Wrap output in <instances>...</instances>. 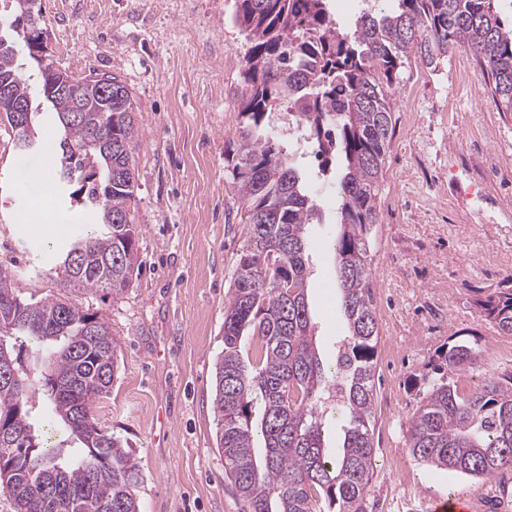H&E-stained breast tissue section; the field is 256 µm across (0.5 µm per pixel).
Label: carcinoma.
<instances>
[{
	"label": "carcinoma",
	"instance_id": "obj_1",
	"mask_svg": "<svg viewBox=\"0 0 512 512\" xmlns=\"http://www.w3.org/2000/svg\"><path fill=\"white\" fill-rule=\"evenodd\" d=\"M328 0H235L245 55L240 120L230 161L232 187L244 204L246 244L224 301V350L215 364L212 409L224 474L247 512H366L373 477L374 358L378 323L367 233L378 220L380 178L396 120L390 99L403 60L436 65L465 46L498 108L512 112V29L498 0H393L365 14L352 31L338 26ZM61 74L70 95L51 102L59 119L58 198L87 211L92 233L59 255L67 279L88 291L120 295L138 262L134 224V100L112 73ZM16 98L31 95L15 56L0 47V80ZM112 83V98L99 92ZM85 119L65 125L78 104ZM286 106L303 123L315 154L340 162L334 181L340 229L334 239L343 336L336 356L319 353L308 305L309 230L317 204L295 163L266 126ZM112 137V155L94 146ZM76 182L67 189L71 171ZM112 181V193L98 187ZM499 333L512 335V292L482 304ZM0 487L16 512H141V461L124 440L100 427L95 403L117 369L107 320L77 304L45 297L26 302L11 271L0 267ZM33 348L23 365L17 339ZM458 343L450 369L475 365ZM344 421L336 451L327 445V412ZM68 437L56 440L57 427ZM414 459L472 478L512 468V376L490 377L464 396L447 382L423 392L408 431Z\"/></svg>",
	"mask_w": 512,
	"mask_h": 512
}]
</instances>
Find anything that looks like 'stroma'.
<instances>
[{
  "label": "stroma",
  "instance_id": "1",
  "mask_svg": "<svg viewBox=\"0 0 512 512\" xmlns=\"http://www.w3.org/2000/svg\"><path fill=\"white\" fill-rule=\"evenodd\" d=\"M234 3L40 0L55 65L117 74L136 105L139 266L123 295L69 284L58 266L53 247L84 232L82 209L56 201L40 223L30 221L44 192L39 175L57 161L52 109L41 108L32 151L17 149L0 124V266L13 270L23 299H67L106 317L118 371L96 414L141 460V512H245L224 477L212 411L224 299L247 232L227 169L249 48ZM391 100L396 127L368 233L379 336L367 512H396L406 500L427 512L451 494L474 499L479 512H512V470L454 475L407 447L429 384L444 378L466 394L486 377L512 374V336L479 306L512 289V189H487L468 153L476 140L512 165V112L498 111L460 46L434 69L405 60ZM336 217L335 203H321L308 245V302L326 358L342 334ZM456 343L476 350V366L441 367V352Z\"/></svg>",
  "mask_w": 512,
  "mask_h": 512
}]
</instances>
